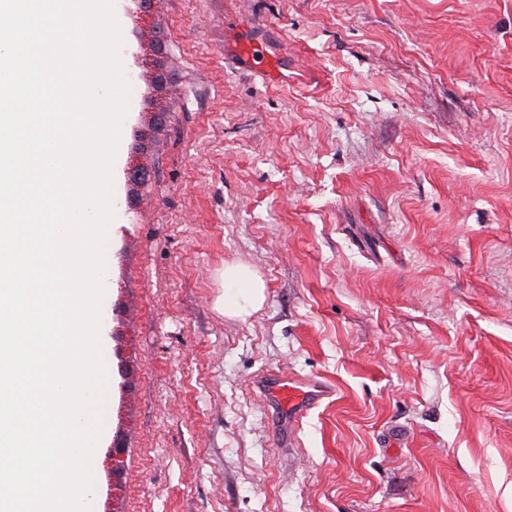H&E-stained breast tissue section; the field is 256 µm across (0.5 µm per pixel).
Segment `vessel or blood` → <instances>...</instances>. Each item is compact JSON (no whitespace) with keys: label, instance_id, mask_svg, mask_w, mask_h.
Here are the masks:
<instances>
[{"label":"vessel or blood","instance_id":"vessel-or-blood-1","mask_svg":"<svg viewBox=\"0 0 512 512\" xmlns=\"http://www.w3.org/2000/svg\"><path fill=\"white\" fill-rule=\"evenodd\" d=\"M254 386L264 398L272 418L284 429L298 427L309 410L333 393L332 388L320 380L280 373L259 375Z\"/></svg>","mask_w":512,"mask_h":512}]
</instances>
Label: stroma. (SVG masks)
Returning a JSON list of instances; mask_svg holds the SVG:
<instances>
[{
  "label": "stroma",
  "instance_id": "stroma-1",
  "mask_svg": "<svg viewBox=\"0 0 512 512\" xmlns=\"http://www.w3.org/2000/svg\"><path fill=\"white\" fill-rule=\"evenodd\" d=\"M117 5L95 512H512V0ZM269 371L335 388L286 446ZM224 314L242 316L261 307L265 300L262 280L249 268L230 265L224 268Z\"/></svg>",
  "mask_w": 512,
  "mask_h": 512
}]
</instances>
